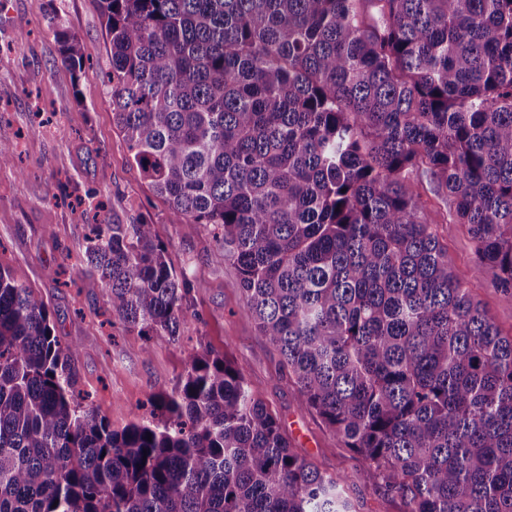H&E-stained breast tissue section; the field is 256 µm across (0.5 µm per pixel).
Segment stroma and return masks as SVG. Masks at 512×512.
I'll return each instance as SVG.
<instances>
[{
  "label": "stroma",
  "mask_w": 512,
  "mask_h": 512,
  "mask_svg": "<svg viewBox=\"0 0 512 512\" xmlns=\"http://www.w3.org/2000/svg\"><path fill=\"white\" fill-rule=\"evenodd\" d=\"M74 35L85 57L73 74L60 55L58 32ZM111 56L94 0H6L0 10V142L13 159L0 163V266L48 305L62 345L77 348V387L112 429L149 416L152 394L174 389L188 354L227 355L251 391L278 418L300 454L322 471L354 476L357 458L322 418L300 407L297 387L282 378L279 355L258 336L237 272L212 235L170 215L140 171L112 120L103 83ZM96 197L108 215L148 220L175 267L191 271V292L178 342L148 339L113 324L106 291L84 263L86 217L77 202ZM454 272L468 280L503 335L512 334V305L472 274L466 225L439 227ZM354 512H401L398 498L359 480L344 491Z\"/></svg>",
  "instance_id": "35a3bbf8"
}]
</instances>
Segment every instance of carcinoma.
<instances>
[{"mask_svg":"<svg viewBox=\"0 0 512 512\" xmlns=\"http://www.w3.org/2000/svg\"><path fill=\"white\" fill-rule=\"evenodd\" d=\"M112 117L181 224L213 233L258 335L360 461L292 450L226 355L191 353L151 418L83 405L76 349L0 266V512H512V0H95ZM62 60L84 67L59 33ZM113 318L178 339L192 289L147 222L91 225ZM437 226L448 244V259L454 272L469 282L471 293L481 302L502 334L511 335L512 305L503 302L492 288L486 286L484 280L473 277V250L467 226L464 224H437ZM343 496L353 505L354 512H400L398 498L387 494L378 486L355 479Z\"/></svg>","mask_w":512,"mask_h":512,"instance_id":"carcinoma-1","label":"carcinoma"}]
</instances>
